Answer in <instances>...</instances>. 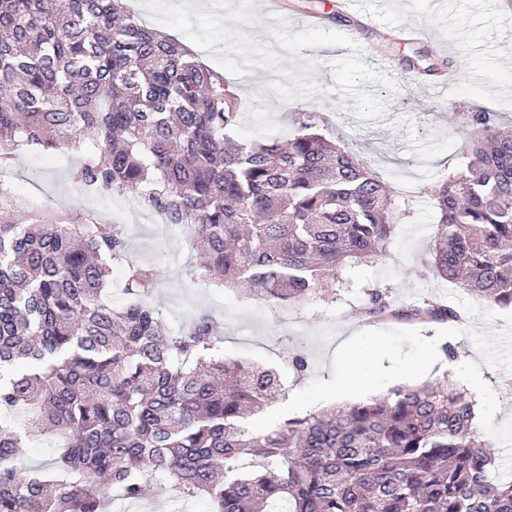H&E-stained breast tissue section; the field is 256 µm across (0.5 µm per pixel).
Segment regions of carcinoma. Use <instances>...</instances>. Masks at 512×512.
I'll list each match as a JSON object with an SVG mask.
<instances>
[{"label": "carcinoma", "mask_w": 512, "mask_h": 512, "mask_svg": "<svg viewBox=\"0 0 512 512\" xmlns=\"http://www.w3.org/2000/svg\"><path fill=\"white\" fill-rule=\"evenodd\" d=\"M237 119L224 78L121 0H0V172L19 140L81 149L73 180L141 193L188 225L189 279L336 299L351 287L341 268L387 254L402 220L391 189L308 124L284 144L237 142ZM499 123L484 107L464 115L463 162L433 193L431 266L512 308V135ZM18 197L0 180V213L24 209ZM27 212L0 221V512H112L158 476L172 512L200 497L212 512H512L465 390L401 384L255 431L287 395L275 370L224 360L208 312L172 327L152 300L160 271L127 259L124 225ZM119 262L114 306L103 292ZM363 294L371 316L462 318ZM43 433L66 440L53 469L21 466Z\"/></svg>", "instance_id": "obj_1"}]
</instances>
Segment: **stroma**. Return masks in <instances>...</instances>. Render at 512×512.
Wrapping results in <instances>:
<instances>
[{"label":"stroma","instance_id":"1","mask_svg":"<svg viewBox=\"0 0 512 512\" xmlns=\"http://www.w3.org/2000/svg\"><path fill=\"white\" fill-rule=\"evenodd\" d=\"M256 2L126 5L229 83L239 102L231 137L285 136L312 124L388 183L403 220L387 255L352 265L348 275L390 289L394 305L439 300L464 311L466 322L374 321L364 316L356 291L333 303L314 296L287 308L257 301L242 287L189 280L184 268L192 250L165 225L142 223L130 196H81L69 175L78 160L74 151L59 163L40 148H22L9 179L22 195L74 217L94 211L129 226L128 258L161 270L154 300L163 316L175 324L204 311L221 317L225 360L277 370L301 407L323 404L340 383L362 377L371 383L370 397L385 394L407 366L451 344L458 373L488 381L480 431L497 459L498 479H512V309L471 295L429 266L436 231L432 192L461 161L463 114L481 105L512 127V9L506 0H383L378 26L359 33L295 24L296 16L330 11L336 0H285L280 17L263 13ZM405 22L435 30L437 44L401 40L398 27ZM419 50L428 63L446 62L455 74L450 99L429 92L423 76L390 73L368 57L373 51L397 61ZM285 349L305 358L303 374L284 364Z\"/></svg>","mask_w":512,"mask_h":512}]
</instances>
